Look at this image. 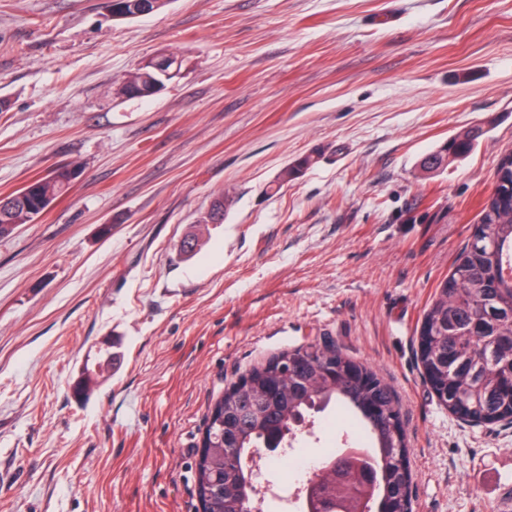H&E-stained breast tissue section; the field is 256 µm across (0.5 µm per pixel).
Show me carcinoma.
<instances>
[{
	"mask_svg": "<svg viewBox=\"0 0 512 512\" xmlns=\"http://www.w3.org/2000/svg\"><path fill=\"white\" fill-rule=\"evenodd\" d=\"M150 58L130 73L117 94L146 99L161 86ZM480 130L470 128L443 143L421 163L430 172L448 158L469 153ZM315 163L306 156L285 166L275 188L295 180ZM82 175L77 164L60 165L29 185L0 197V237H8L40 212L35 198L55 201ZM229 197L218 195L201 224H221ZM478 235L457 254L424 311V356L418 358L424 379L441 406L472 426L512 424V154L501 158L494 195L477 221ZM242 383L224 390L212 406L197 451L195 478L201 512H243L252 506L255 485L248 476L251 449L272 435L280 448L293 426L311 422L334 407L355 417L368 438L363 447L381 463L378 486L361 489L359 468L349 464L342 476L320 469L315 497L320 504L339 503L343 512H376V501L392 499L397 512H412L413 474L398 400L390 385L372 368L355 361L333 344H308L283 351L252 367Z\"/></svg>",
	"mask_w": 512,
	"mask_h": 512,
	"instance_id": "obj_1",
	"label": "carcinoma"
}]
</instances>
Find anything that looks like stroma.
Instances as JSON below:
<instances>
[{
  "label": "stroma",
  "mask_w": 512,
  "mask_h": 512,
  "mask_svg": "<svg viewBox=\"0 0 512 512\" xmlns=\"http://www.w3.org/2000/svg\"><path fill=\"white\" fill-rule=\"evenodd\" d=\"M162 52L177 79L117 95ZM0 101V196L83 168L0 239V512H199L216 398L323 340L395 390L415 512H512V424L449 414L416 341L512 151V0H169L127 22L0 0ZM107 347L111 377L75 396ZM480 133L479 128H470L452 136L422 160V169L430 172L446 165L448 157L459 158L466 155L472 150Z\"/></svg>",
  "instance_id": "35a3bbf8"
}]
</instances>
